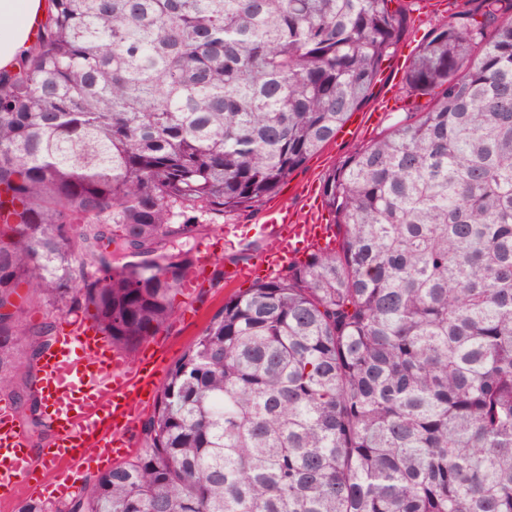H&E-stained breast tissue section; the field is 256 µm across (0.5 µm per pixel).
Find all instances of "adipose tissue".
Listing matches in <instances>:
<instances>
[{"instance_id":"1","label":"adipose tissue","mask_w":512,"mask_h":512,"mask_svg":"<svg viewBox=\"0 0 512 512\" xmlns=\"http://www.w3.org/2000/svg\"><path fill=\"white\" fill-rule=\"evenodd\" d=\"M45 14V0H0V69L12 70L34 41V25Z\"/></svg>"}]
</instances>
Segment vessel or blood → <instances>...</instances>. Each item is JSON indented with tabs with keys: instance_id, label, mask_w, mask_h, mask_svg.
<instances>
[{
	"instance_id": "obj_1",
	"label": "vessel or blood",
	"mask_w": 512,
	"mask_h": 512,
	"mask_svg": "<svg viewBox=\"0 0 512 512\" xmlns=\"http://www.w3.org/2000/svg\"><path fill=\"white\" fill-rule=\"evenodd\" d=\"M339 234L337 225L300 224L286 210L275 209L260 224L225 225L223 239L228 246L239 239L260 240L263 249L246 271L264 278L295 263L306 250L336 246ZM213 257L212 244L199 245L198 264L182 284L185 292L202 286ZM158 370V361L149 355L120 358L90 323L64 322L34 384L52 429L47 460L80 475L130 454L134 425L157 394ZM45 486L20 424L10 410H1L0 505Z\"/></svg>"
}]
</instances>
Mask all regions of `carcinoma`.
I'll return each instance as SVG.
<instances>
[{
    "instance_id": "carcinoma-1",
    "label": "carcinoma",
    "mask_w": 512,
    "mask_h": 512,
    "mask_svg": "<svg viewBox=\"0 0 512 512\" xmlns=\"http://www.w3.org/2000/svg\"><path fill=\"white\" fill-rule=\"evenodd\" d=\"M410 11L48 0L0 69V392L33 431L59 323L129 353L155 335L197 215L275 196L372 96ZM403 85L426 104L320 186L338 246L231 295L144 448L56 512H512V0L448 14Z\"/></svg>"
}]
</instances>
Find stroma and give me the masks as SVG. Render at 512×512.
Instances as JSON below:
<instances>
[{
    "label": "stroma",
    "mask_w": 512,
    "mask_h": 512,
    "mask_svg": "<svg viewBox=\"0 0 512 512\" xmlns=\"http://www.w3.org/2000/svg\"><path fill=\"white\" fill-rule=\"evenodd\" d=\"M447 16L448 0H429L427 7L413 10L414 24L399 46L397 68L393 69L388 80L375 87L373 97L355 114L356 119L363 122L358 135L352 139L337 138L327 143L318 154L294 171L271 199V206L287 209L300 223L311 222L312 209L322 206V199L316 196L315 191L319 189L325 175L345 156L367 145L401 119V112L386 110L383 104L386 99L404 97L402 65L410 63L418 43L442 24ZM233 255L230 249L217 251L207 268L202 288L192 295H176L175 313L158 333L159 339L164 342L166 367L172 366L183 354L232 293H242L251 288V278L233 277L232 272L237 268Z\"/></svg>",
    "instance_id": "stroma-1"
}]
</instances>
